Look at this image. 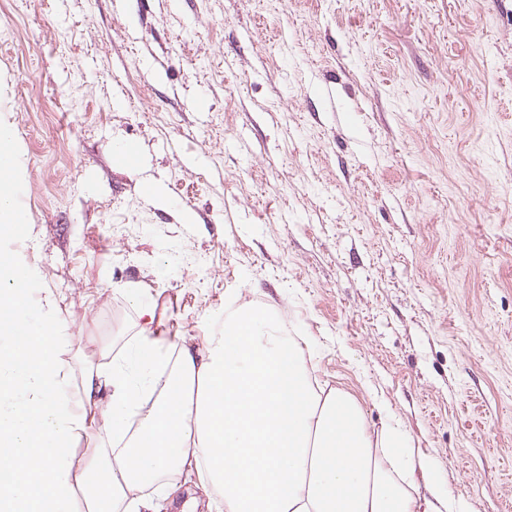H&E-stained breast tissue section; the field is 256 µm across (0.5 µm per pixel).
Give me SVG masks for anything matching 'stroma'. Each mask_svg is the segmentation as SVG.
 <instances>
[{
    "label": "stroma",
    "instance_id": "35a3bbf8",
    "mask_svg": "<svg viewBox=\"0 0 512 512\" xmlns=\"http://www.w3.org/2000/svg\"><path fill=\"white\" fill-rule=\"evenodd\" d=\"M0 123L69 395L138 301L198 349L266 307L418 485L512 512V0H0Z\"/></svg>",
    "mask_w": 512,
    "mask_h": 512
}]
</instances>
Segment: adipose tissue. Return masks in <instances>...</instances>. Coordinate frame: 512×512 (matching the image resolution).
<instances>
[{"label": "adipose tissue", "instance_id": "adipose-tissue-1", "mask_svg": "<svg viewBox=\"0 0 512 512\" xmlns=\"http://www.w3.org/2000/svg\"><path fill=\"white\" fill-rule=\"evenodd\" d=\"M0 262V512H150L139 492L165 471H195L225 512H418L390 475V426L368 430L349 394L312 384L305 352L275 311H227L205 351L165 365L143 320L132 364H83L80 394L112 429L79 465L65 462L86 430L61 387L71 367L56 330L14 300L27 277Z\"/></svg>", "mask_w": 512, "mask_h": 512}]
</instances>
